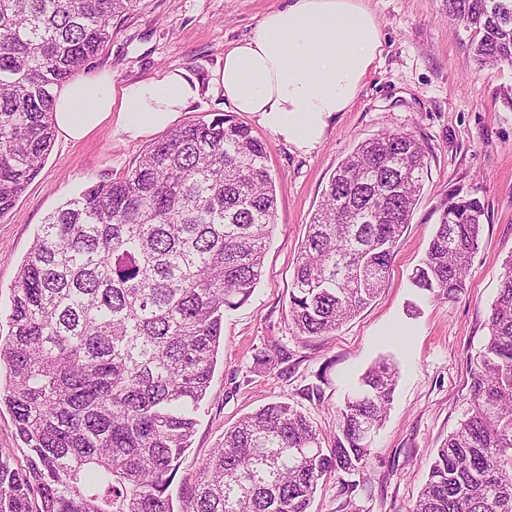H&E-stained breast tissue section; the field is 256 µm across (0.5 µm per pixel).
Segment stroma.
<instances>
[{
  "label": "stroma",
  "instance_id": "stroma-1",
  "mask_svg": "<svg viewBox=\"0 0 512 512\" xmlns=\"http://www.w3.org/2000/svg\"><path fill=\"white\" fill-rule=\"evenodd\" d=\"M287 0H141L112 22V38L87 66L132 83L175 69L200 83L180 124L214 113L236 115L268 147L277 196L263 271L249 300L226 312L217 365L191 447L170 487L184 512L193 476L241 416L272 402L308 415L325 434L360 376L377 359L399 372L383 427L363 471L319 485L309 512H410L440 444L470 409L471 373L488 334V317L512 259V66L478 67L469 31L452 25L444 0H363L382 31V53L348 111L329 121L320 145L306 151L274 135L251 112H236L212 76L225 53ZM409 132L428 166L419 199L380 295L332 336L297 335L288 293L306 226L338 163L383 132ZM153 136L130 140L103 125L73 143L55 139L38 175L0 218V316L13 303L17 269L47 216L85 187L116 181L134 168ZM480 197L486 219L468 287L453 300L419 296L410 275L424 258L449 190ZM281 344L274 369L253 356ZM317 396H308L311 386ZM353 492H345V485Z\"/></svg>",
  "mask_w": 512,
  "mask_h": 512
}]
</instances>
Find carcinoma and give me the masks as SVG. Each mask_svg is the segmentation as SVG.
Returning <instances> with one entry per match:
<instances>
[{
    "label": "carcinoma",
    "mask_w": 512,
    "mask_h": 512,
    "mask_svg": "<svg viewBox=\"0 0 512 512\" xmlns=\"http://www.w3.org/2000/svg\"><path fill=\"white\" fill-rule=\"evenodd\" d=\"M140 0H0V218L52 149L54 91L112 39ZM479 66L512 65V0H445ZM268 148L227 114L170 130L120 181L50 214L18 267L0 407V512H175L168 489L190 448L224 313L251 296L274 228ZM425 151L414 135L360 142L329 178L296 260L288 315L335 333L380 292L410 223ZM421 294L467 288L485 206L440 203ZM472 372V407L437 451L411 512H512V259ZM284 350H262L272 369ZM398 381L375 362L337 415L331 445L285 402L239 419L198 468L191 512H308L321 480L363 470ZM25 464L12 463L15 451Z\"/></svg>",
    "instance_id": "obj_1"
}]
</instances>
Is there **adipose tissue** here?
Returning a JSON list of instances; mask_svg holds the SVG:
<instances>
[{"instance_id": "1", "label": "adipose tissue", "mask_w": 512, "mask_h": 512, "mask_svg": "<svg viewBox=\"0 0 512 512\" xmlns=\"http://www.w3.org/2000/svg\"><path fill=\"white\" fill-rule=\"evenodd\" d=\"M380 53V25L361 0H289L225 54L213 82L237 111L259 115L274 134L311 150L329 118L352 105ZM199 94L183 70L133 83L101 72L65 84L53 119L68 142L107 123L136 140L172 126Z\"/></svg>"}]
</instances>
